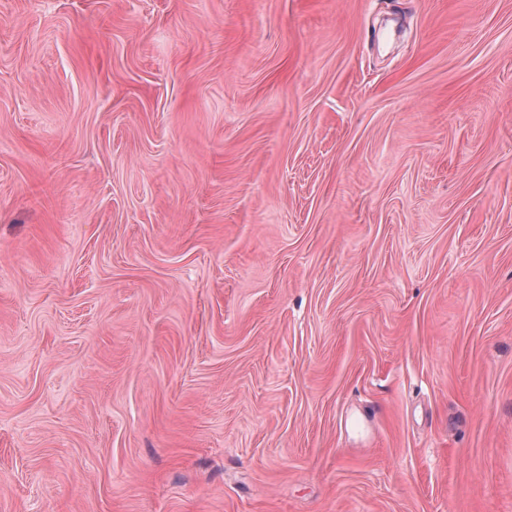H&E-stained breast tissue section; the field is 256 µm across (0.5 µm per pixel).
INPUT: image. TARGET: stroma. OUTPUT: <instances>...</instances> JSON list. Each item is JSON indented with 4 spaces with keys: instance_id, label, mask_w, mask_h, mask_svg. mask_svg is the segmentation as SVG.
Instances as JSON below:
<instances>
[{
    "instance_id": "obj_1",
    "label": "stroma",
    "mask_w": 512,
    "mask_h": 512,
    "mask_svg": "<svg viewBox=\"0 0 512 512\" xmlns=\"http://www.w3.org/2000/svg\"><path fill=\"white\" fill-rule=\"evenodd\" d=\"M0 512H512V0H0Z\"/></svg>"
}]
</instances>
